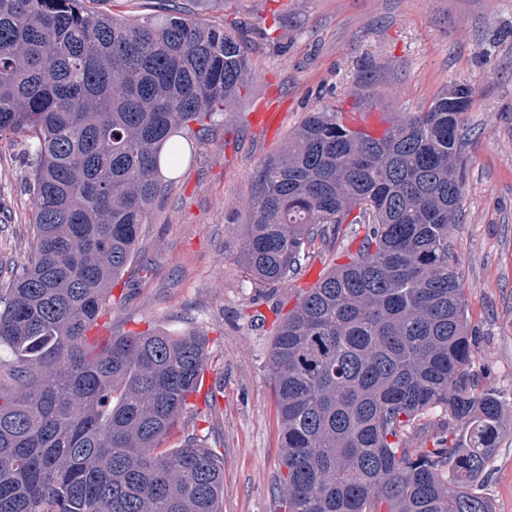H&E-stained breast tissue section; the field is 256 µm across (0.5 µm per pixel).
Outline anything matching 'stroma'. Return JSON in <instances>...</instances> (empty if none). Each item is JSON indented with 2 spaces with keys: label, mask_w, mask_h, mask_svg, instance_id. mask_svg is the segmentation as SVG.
Masks as SVG:
<instances>
[{
  "label": "stroma",
  "mask_w": 512,
  "mask_h": 512,
  "mask_svg": "<svg viewBox=\"0 0 512 512\" xmlns=\"http://www.w3.org/2000/svg\"><path fill=\"white\" fill-rule=\"evenodd\" d=\"M94 8L128 19L183 12L245 32L253 76L242 101L215 115L153 202L105 315L116 335L206 337L211 392L165 445L192 439L223 454L222 512H279L270 328L334 252L316 240L299 274L258 288L239 261L240 226L260 167L319 108L418 112L452 83L471 86L463 216L450 241L477 337L472 369L512 411V0H96ZM265 103L281 111L276 128L254 119ZM31 167L17 139L0 138L3 286L32 253ZM477 491L495 512H512V418Z\"/></svg>",
  "instance_id": "stroma-1"
}]
</instances>
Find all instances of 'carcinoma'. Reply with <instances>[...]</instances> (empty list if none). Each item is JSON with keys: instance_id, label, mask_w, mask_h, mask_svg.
<instances>
[{"instance_id": "1", "label": "carcinoma", "mask_w": 512, "mask_h": 512, "mask_svg": "<svg viewBox=\"0 0 512 512\" xmlns=\"http://www.w3.org/2000/svg\"><path fill=\"white\" fill-rule=\"evenodd\" d=\"M249 75L237 27L0 0V137L32 157L34 202L30 263L0 287V512H220L224 461L163 447L198 391L203 337L87 331L135 256L161 169ZM453 86L386 113L379 137L312 112L258 171L239 254L254 283L287 279L344 224L363 233L274 321L282 512H493L472 485L506 408L471 369L450 248L472 103ZM437 410L432 447H407Z\"/></svg>"}]
</instances>
